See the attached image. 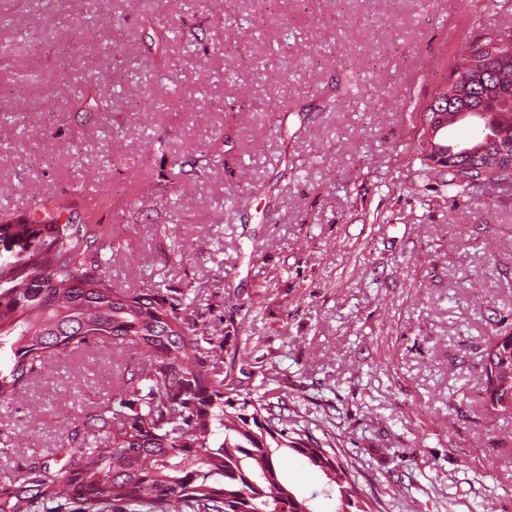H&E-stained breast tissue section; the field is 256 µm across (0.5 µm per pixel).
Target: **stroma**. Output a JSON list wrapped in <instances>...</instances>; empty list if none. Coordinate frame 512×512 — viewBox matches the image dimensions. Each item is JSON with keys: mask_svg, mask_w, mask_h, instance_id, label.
Listing matches in <instances>:
<instances>
[{"mask_svg": "<svg viewBox=\"0 0 512 512\" xmlns=\"http://www.w3.org/2000/svg\"><path fill=\"white\" fill-rule=\"evenodd\" d=\"M506 26L512 0H0V223L108 236L113 286L183 297L198 357L279 403L365 512H512L483 372L512 336V184L457 193L415 152L454 59ZM88 74L114 111L63 95ZM142 360L92 339L36 365L0 403V489L136 406ZM278 462L335 512L319 468Z\"/></svg>", "mask_w": 512, "mask_h": 512, "instance_id": "obj_1", "label": "stroma"}]
</instances>
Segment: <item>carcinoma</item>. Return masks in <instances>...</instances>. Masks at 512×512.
Returning a JSON list of instances; mask_svg holds the SVG:
<instances>
[{"label": "carcinoma", "mask_w": 512, "mask_h": 512, "mask_svg": "<svg viewBox=\"0 0 512 512\" xmlns=\"http://www.w3.org/2000/svg\"><path fill=\"white\" fill-rule=\"evenodd\" d=\"M512 38L493 35L459 57L467 78ZM448 187L464 192L481 174L447 168ZM16 248L0 254V402L22 393L36 363L104 337L140 349L144 364L139 406L131 414L106 406L88 417L92 439L68 451L54 470L34 462L0 494V512H314L311 499L282 482L273 458L289 448L338 487L336 512H366L321 448L259 427L258 400L234 397L230 374L218 379L195 353V323L180 300L159 285L137 292L112 286L107 267L86 261L104 235L86 225L0 224V239ZM486 395L512 410V349L490 338L484 354Z\"/></svg>", "instance_id": "carcinoma-1"}]
</instances>
